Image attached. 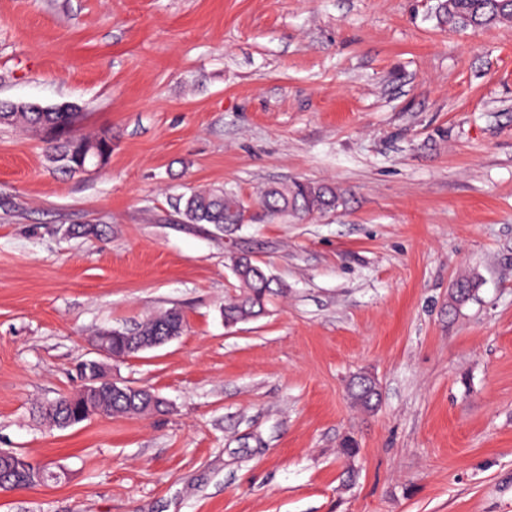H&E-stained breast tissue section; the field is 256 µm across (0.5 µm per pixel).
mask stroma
Listing matches in <instances>:
<instances>
[{
    "instance_id": "35a3bbf8",
    "label": "stroma",
    "mask_w": 512,
    "mask_h": 512,
    "mask_svg": "<svg viewBox=\"0 0 512 512\" xmlns=\"http://www.w3.org/2000/svg\"><path fill=\"white\" fill-rule=\"evenodd\" d=\"M435 3L0 0V100L112 138L69 175L0 126V449L66 473L0 512H512V24L452 32ZM293 180L339 207L176 212ZM242 253L278 287L229 327ZM169 308L179 338L109 363L166 412L43 424L95 332ZM340 195L325 183L293 181L274 183L259 192L258 209L252 213L244 201L224 187L195 190L178 206L186 224L224 225L259 223L276 217H305L335 209ZM348 393L353 402L364 409H372L379 400L374 381L365 376L354 377L348 384Z\"/></svg>"
}]
</instances>
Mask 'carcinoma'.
<instances>
[{
    "instance_id": "obj_1",
    "label": "carcinoma",
    "mask_w": 512,
    "mask_h": 512,
    "mask_svg": "<svg viewBox=\"0 0 512 512\" xmlns=\"http://www.w3.org/2000/svg\"><path fill=\"white\" fill-rule=\"evenodd\" d=\"M435 18L441 25L458 26L479 31L504 22H512V0H437ZM79 113L72 105L42 107L34 103L0 101V125L22 126L46 135L49 158L69 173L83 172L84 165L96 158L106 161L112 153V137H89L78 133ZM340 195L336 188L325 183L293 181L274 183L259 192L258 209L251 212L244 201L224 187L195 190L178 207L186 224H214L219 227L233 224L259 223L276 217H305L336 208ZM237 295L224 305V321L237 324L256 319L266 311L268 297L273 293L274 280L266 270L246 256L235 259ZM476 282L462 277L455 283L452 299L462 305L472 299ZM185 325L183 316L174 317L168 310L149 318L131 331L123 330L112 339V348L120 352L139 338L148 341L165 328L179 329ZM353 402L364 408L376 406L379 396L374 381L357 376L348 384ZM104 415L153 414L158 408L144 397L114 395L112 386L100 385L98 392L79 391L63 396L44 408L43 416L54 427L63 420L83 422L95 411ZM12 472L7 485L27 488L45 482L36 471V463L13 451H0V472Z\"/></svg>"
}]
</instances>
